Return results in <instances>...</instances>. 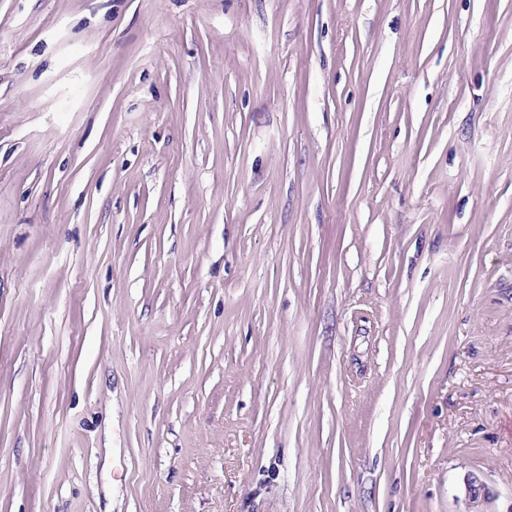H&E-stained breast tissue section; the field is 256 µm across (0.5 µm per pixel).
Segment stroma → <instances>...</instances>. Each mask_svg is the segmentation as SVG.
Masks as SVG:
<instances>
[{"label":"stroma","instance_id":"1","mask_svg":"<svg viewBox=\"0 0 512 512\" xmlns=\"http://www.w3.org/2000/svg\"><path fill=\"white\" fill-rule=\"evenodd\" d=\"M512 512V0H0V512Z\"/></svg>","mask_w":512,"mask_h":512}]
</instances>
